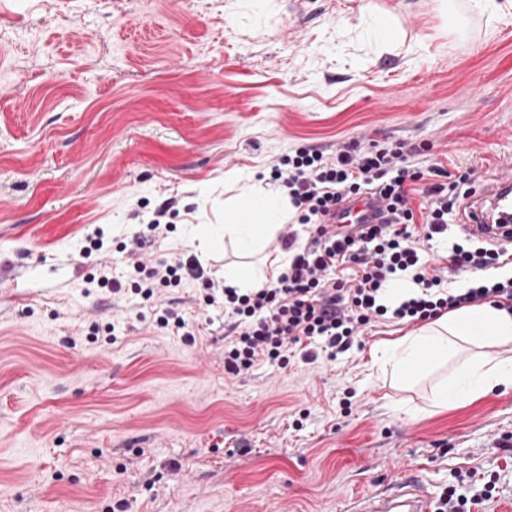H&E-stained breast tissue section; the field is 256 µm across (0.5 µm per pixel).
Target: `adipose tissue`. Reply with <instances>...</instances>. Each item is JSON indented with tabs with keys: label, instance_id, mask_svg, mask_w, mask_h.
<instances>
[{
	"label": "adipose tissue",
	"instance_id": "adipose-tissue-1",
	"mask_svg": "<svg viewBox=\"0 0 512 512\" xmlns=\"http://www.w3.org/2000/svg\"><path fill=\"white\" fill-rule=\"evenodd\" d=\"M295 213L281 187L261 180L252 181L229 199L224 207V235L246 259L225 269V287L242 292L259 288L287 269L285 252L258 265L247 256ZM511 343L512 313L476 304L408 331L387 348L382 364L404 383L436 375L430 403L443 409L497 387L512 386V358L497 353L498 347Z\"/></svg>",
	"mask_w": 512,
	"mask_h": 512
}]
</instances>
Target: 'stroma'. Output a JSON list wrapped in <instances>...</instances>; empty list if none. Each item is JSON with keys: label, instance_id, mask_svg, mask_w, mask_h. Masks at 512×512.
<instances>
[{"label": "stroma", "instance_id": "1", "mask_svg": "<svg viewBox=\"0 0 512 512\" xmlns=\"http://www.w3.org/2000/svg\"><path fill=\"white\" fill-rule=\"evenodd\" d=\"M455 2L457 28L440 0H0V281L39 272L30 304L0 288V512H343L459 470L499 474L473 512H512V386L431 410L432 379L371 364L407 323L233 377L199 282L167 292L189 341L131 292L87 291L102 256L80 254L93 226L114 245L167 202L147 253L223 282L225 172L268 176L302 145L404 141L489 188L512 157V0L492 18ZM366 4L393 13V41Z\"/></svg>", "mask_w": 512, "mask_h": 512}]
</instances>
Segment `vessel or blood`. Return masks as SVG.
I'll return each instance as SVG.
<instances>
[{"instance_id": "1", "label": "vessel or blood", "mask_w": 512, "mask_h": 512, "mask_svg": "<svg viewBox=\"0 0 512 512\" xmlns=\"http://www.w3.org/2000/svg\"><path fill=\"white\" fill-rule=\"evenodd\" d=\"M463 227L483 240L503 239L512 231V174L499 179L481 195L465 205ZM385 208L379 197L367 194L348 201L338 211L339 224H377L383 221ZM434 498L419 480L403 479L383 489L350 501L346 512H432Z\"/></svg>"}]
</instances>
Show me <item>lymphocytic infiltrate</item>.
<instances>
[{"label":"lymphocytic infiltrate","mask_w":512,"mask_h":512,"mask_svg":"<svg viewBox=\"0 0 512 512\" xmlns=\"http://www.w3.org/2000/svg\"><path fill=\"white\" fill-rule=\"evenodd\" d=\"M413 150L399 142L390 147L363 148L350 142L334 152L299 147L277 158L270 179L286 189L297 221L315 225L304 245L293 229L280 240L295 253L275 282L247 293L207 278L194 257L176 254L154 261L146 243L166 238L172 225L169 206H160L143 229L121 244L117 263L127 281L114 279L111 263L98 267L97 284L111 293L130 287L143 301L154 303L157 328L188 330L175 302L163 301L164 290L184 278L201 281L207 307L224 311V372L249 373L260 363L286 368L292 357L314 362L349 351L374 323L396 319L426 322L467 305L488 303L512 312V276L495 269L512 257V237L488 242L453 234L451 226L475 192L474 172L451 174L441 166L413 167ZM427 180L429 201L415 209L411 186ZM375 193L383 199L387 218L381 224H335L331 218L344 200ZM450 234L448 263L430 264L426 249L435 236ZM472 269L481 278L469 287L450 289L451 276ZM496 478L473 490L470 473H456L434 503V512H471L494 500Z\"/></svg>","instance_id":"obj_1"}]
</instances>
